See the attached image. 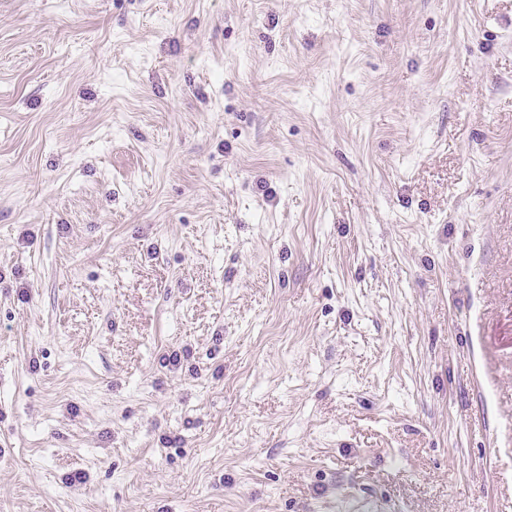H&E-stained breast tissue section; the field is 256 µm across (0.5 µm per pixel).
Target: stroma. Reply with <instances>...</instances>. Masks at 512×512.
Returning a JSON list of instances; mask_svg holds the SVG:
<instances>
[{"label":"stroma","instance_id":"1","mask_svg":"<svg viewBox=\"0 0 512 512\" xmlns=\"http://www.w3.org/2000/svg\"><path fill=\"white\" fill-rule=\"evenodd\" d=\"M0 512H512V0H0Z\"/></svg>","mask_w":512,"mask_h":512}]
</instances>
